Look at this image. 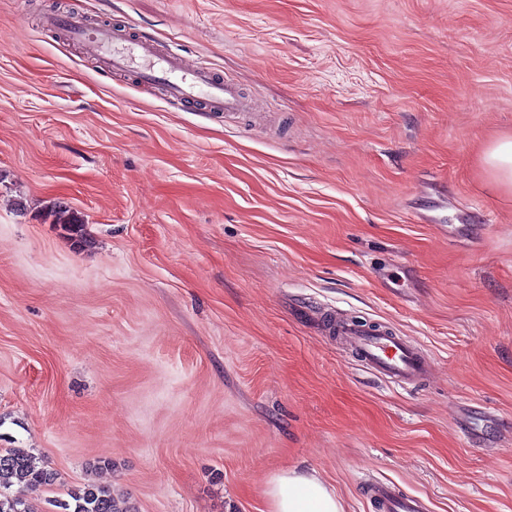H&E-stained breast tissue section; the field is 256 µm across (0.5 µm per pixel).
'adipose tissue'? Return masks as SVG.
<instances>
[{"instance_id": "ef3b65f1", "label": "adipose tissue", "mask_w": 512, "mask_h": 512, "mask_svg": "<svg viewBox=\"0 0 512 512\" xmlns=\"http://www.w3.org/2000/svg\"><path fill=\"white\" fill-rule=\"evenodd\" d=\"M274 512H343L340 499L312 471L289 469L269 484Z\"/></svg>"}]
</instances>
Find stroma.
<instances>
[{
	"mask_svg": "<svg viewBox=\"0 0 512 512\" xmlns=\"http://www.w3.org/2000/svg\"><path fill=\"white\" fill-rule=\"evenodd\" d=\"M80 9L253 104L175 108L39 18ZM512 0H0V448L121 512H272L316 471L512 512ZM86 227L77 243L69 224ZM342 311L434 362L392 387ZM483 164L488 175L501 187L512 190V136H504L484 152Z\"/></svg>",
	"mask_w": 512,
	"mask_h": 512,
	"instance_id": "obj_1",
	"label": "stroma"
}]
</instances>
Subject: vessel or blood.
<instances>
[{
	"mask_svg": "<svg viewBox=\"0 0 512 512\" xmlns=\"http://www.w3.org/2000/svg\"><path fill=\"white\" fill-rule=\"evenodd\" d=\"M46 29H65L90 58L105 57L114 73L132 74L141 83L159 85L166 99L175 105H195L201 111L229 116L247 111L248 103L234 82L216 76L209 65L160 47L155 39L131 27L109 23L91 28L82 12H48ZM331 334L358 359L395 386L405 388L425 383L431 375V361L413 341L388 329L373 330L358 320L332 319ZM369 495L379 512H428L423 497L403 493L395 485L378 481Z\"/></svg>",
	"mask_w": 512,
	"mask_h": 512,
	"instance_id": "vessel-or-blood-1",
	"label": "vessel or blood"
}]
</instances>
